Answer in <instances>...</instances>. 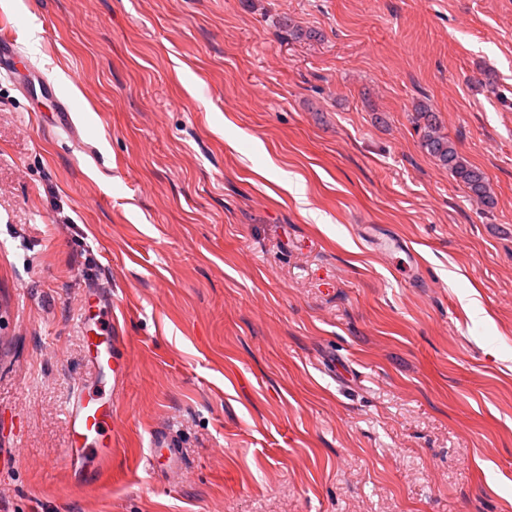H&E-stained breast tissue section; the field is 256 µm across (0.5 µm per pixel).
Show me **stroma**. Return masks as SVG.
<instances>
[{"instance_id":"obj_1","label":"stroma","mask_w":512,"mask_h":512,"mask_svg":"<svg viewBox=\"0 0 512 512\" xmlns=\"http://www.w3.org/2000/svg\"><path fill=\"white\" fill-rule=\"evenodd\" d=\"M0 28V512H512V0H0ZM91 290L128 372L78 486ZM415 120L422 128V147L442 168L462 184L470 196L482 203H489L491 192L484 172L470 165L459 153L455 144L442 132L438 116L428 105L415 109ZM422 125V126H421ZM69 446L64 464L82 484H97L112 455V400L106 405L100 398L78 390L68 403ZM95 439L99 447H89ZM147 455L148 465H153L157 457L165 456L170 466L175 468L182 460V449L174 444H167L162 438H155Z\"/></svg>"}]
</instances>
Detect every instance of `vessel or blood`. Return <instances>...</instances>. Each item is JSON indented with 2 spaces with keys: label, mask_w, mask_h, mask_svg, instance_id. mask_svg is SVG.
<instances>
[{
  "label": "vessel or blood",
  "mask_w": 512,
  "mask_h": 512,
  "mask_svg": "<svg viewBox=\"0 0 512 512\" xmlns=\"http://www.w3.org/2000/svg\"><path fill=\"white\" fill-rule=\"evenodd\" d=\"M112 303L97 295L87 296L81 312V330L86 338L88 364L97 377L111 376L113 383L123 381L127 365L115 353L111 337L93 333V323L99 310L111 309ZM69 446L65 451L64 464L75 480L83 484L98 483L112 455V408L100 398L78 390L68 403ZM166 458L170 466H178L182 451L175 445L154 439L148 450V462Z\"/></svg>",
  "instance_id": "1"
}]
</instances>
